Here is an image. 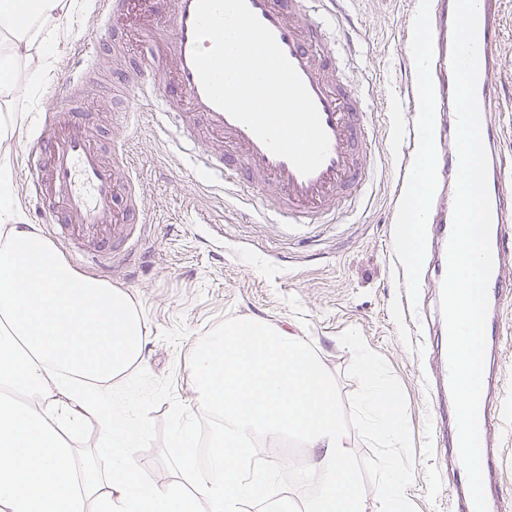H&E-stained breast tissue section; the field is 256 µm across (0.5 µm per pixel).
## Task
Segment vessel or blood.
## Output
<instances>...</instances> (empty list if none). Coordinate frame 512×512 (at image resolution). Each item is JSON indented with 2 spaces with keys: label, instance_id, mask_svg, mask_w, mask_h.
Returning a JSON list of instances; mask_svg holds the SVG:
<instances>
[{
  "label": "vessel or blood",
  "instance_id": "vessel-or-blood-1",
  "mask_svg": "<svg viewBox=\"0 0 512 512\" xmlns=\"http://www.w3.org/2000/svg\"><path fill=\"white\" fill-rule=\"evenodd\" d=\"M249 9L275 35L287 59L312 96L329 137V152L313 173L301 174L286 158L273 154L243 123L216 107L206 96L192 61L193 23L197 0H102L101 38L88 49L80 68L71 72L63 90L53 97L50 114L40 121V131L25 148V164L34 175L32 193L55 239L76 247V259L103 269L113 253L128 257L140 247L136 229L143 223L141 178L121 143L110 156L103 154L83 134L88 114L76 93L109 43L111 19L137 9L150 43L148 55L134 64L138 83L124 82L133 111L150 108L160 117L167 143L175 153L193 152L201 170L215 183L253 190L271 188L275 211L292 224H332L340 206L354 205L366 192L374 152L365 120L366 94L348 79L340 65L342 52L320 16L333 12L336 0H246ZM455 0H434L432 44L413 48L424 73L433 74L443 111L454 112L451 66ZM479 75L477 99L481 111L483 144L489 160L488 189L492 209L491 249L493 271L488 288L492 313L486 335L492 349H502L508 334L501 303L512 299V193L504 189L506 156L501 134L493 120L498 89L493 79L502 59L497 46L502 36V0H478ZM432 132L408 118L403 146L406 153L426 144ZM124 179H117V170ZM458 169L454 135L444 139V151L428 168L429 181L443 182L447 190L432 217L439 245L435 275L427 285L441 289L447 271L445 247L452 231L453 188ZM448 364L437 368L432 406L435 417L455 420L445 409ZM482 475L488 512H512V503L495 497L504 477V450L500 446L508 428L497 410V397L483 387L479 405ZM453 464L455 492L452 512H474L466 471L457 441L448 444Z\"/></svg>",
  "mask_w": 512,
  "mask_h": 512
}]
</instances>
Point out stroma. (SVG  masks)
<instances>
[{
    "instance_id": "35a3bbf8",
    "label": "stroma",
    "mask_w": 512,
    "mask_h": 512,
    "mask_svg": "<svg viewBox=\"0 0 512 512\" xmlns=\"http://www.w3.org/2000/svg\"><path fill=\"white\" fill-rule=\"evenodd\" d=\"M68 19V35L53 48L51 68L41 77L21 73L13 110L16 125L7 160L26 223L49 234L26 186L31 178L21 152L37 134L50 109L55 85L71 72L99 37L100 0H81ZM339 22L348 44L347 75L368 94V119L374 143L373 182L367 196L343 210L332 224H278L265 209V191L251 200L232 187L208 183L181 157L170 153L160 123L149 112L119 127L124 103L115 95L109 73L128 68L149 45L131 15L113 19L112 52L101 57L88 79L89 134L96 144L125 140L144 187L142 248L146 262L115 257L112 267L89 269V276L123 289L150 326L144 358L129 373L128 404L146 429L134 451L146 471L164 469L180 476L171 434L190 419L199 438L212 441L220 426L216 414L198 403L190 366L196 337L224 323L257 316L304 336L336 383L355 475L366 498H373L378 467L387 449L359 425L363 380L351 340L364 344L398 391L405 418L407 512H448L452 481L440 470L431 427L432 404L426 389L430 356L420 339L421 325L434 324L440 300L433 290L410 292L426 270L423 262L405 266L398 253L404 200L396 194L405 157L399 126L408 110L403 84L409 59L399 45L405 0H342ZM504 61L495 76L500 100L494 119L512 143V0H503ZM258 452L277 471L264 504L248 512H276L281 501L293 505L314 495L305 473L290 475L289 456L304 465L314 458L292 437L262 438Z\"/></svg>"
}]
</instances>
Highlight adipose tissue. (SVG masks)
I'll use <instances>...</instances> for the list:
<instances>
[{
    "label": "adipose tissue",
    "instance_id": "ef3b65f1",
    "mask_svg": "<svg viewBox=\"0 0 512 512\" xmlns=\"http://www.w3.org/2000/svg\"><path fill=\"white\" fill-rule=\"evenodd\" d=\"M77 0H0V152L14 136L10 108L27 71L38 75L65 37L61 22ZM430 187L413 176L401 213L400 252L416 264ZM149 326L127 294L77 273L32 224L23 223L10 166H0V512H244L267 498L274 471L258 455L261 437H296L318 451L308 474L318 487L301 512H405L400 399L372 353L352 350L366 388L362 426L391 447L373 502L359 491L336 386L303 337L243 318L195 340L192 377L205 410L224 424L207 469L195 463L190 425L171 445L197 495L166 472H147L132 451L147 435L112 415L101 384L125 379L141 362ZM102 446L82 458L70 441L88 417Z\"/></svg>",
    "mask_w": 512,
    "mask_h": 512
}]
</instances>
